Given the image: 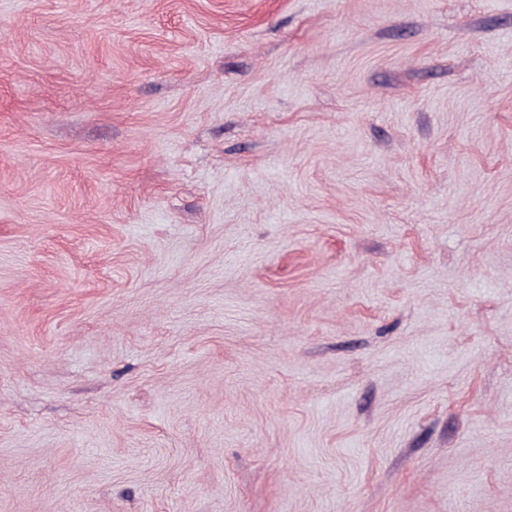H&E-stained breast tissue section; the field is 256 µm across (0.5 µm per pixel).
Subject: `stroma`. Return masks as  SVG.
I'll return each mask as SVG.
<instances>
[{
  "mask_svg": "<svg viewBox=\"0 0 512 512\" xmlns=\"http://www.w3.org/2000/svg\"><path fill=\"white\" fill-rule=\"evenodd\" d=\"M0 512H512V0H0Z\"/></svg>",
  "mask_w": 512,
  "mask_h": 512,
  "instance_id": "1",
  "label": "stroma"
}]
</instances>
